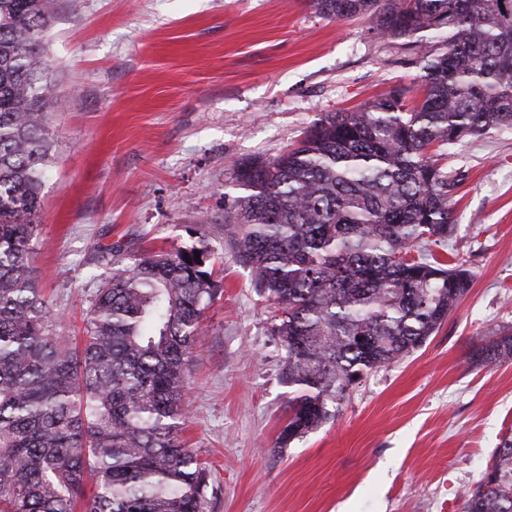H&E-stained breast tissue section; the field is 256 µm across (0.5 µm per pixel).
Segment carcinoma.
I'll use <instances>...</instances> for the list:
<instances>
[{"mask_svg": "<svg viewBox=\"0 0 512 512\" xmlns=\"http://www.w3.org/2000/svg\"><path fill=\"white\" fill-rule=\"evenodd\" d=\"M328 19L416 38V96L328 112L291 149L236 173L224 223L285 350V447L329 404L422 347L467 294L443 149L512 129V0H314ZM56 0H0V512H208L210 469L181 433L208 250H113L81 346L37 287L49 142L42 42ZM432 30L437 41L417 38ZM200 257H195V252ZM512 360V333L475 350ZM461 512H512V429Z\"/></svg>", "mask_w": 512, "mask_h": 512, "instance_id": "carcinoma-1", "label": "carcinoma"}]
</instances>
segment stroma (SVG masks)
<instances>
[{"label":"stroma","mask_w":512,"mask_h":512,"mask_svg":"<svg viewBox=\"0 0 512 512\" xmlns=\"http://www.w3.org/2000/svg\"><path fill=\"white\" fill-rule=\"evenodd\" d=\"M43 47L56 97L34 265L53 311L80 326L113 248L215 259L182 432L219 487L209 512H460L512 428V361L470 360L512 332V129L445 160L467 295L281 449L284 350L224 228L236 171L326 113L410 87L414 46L313 0H57Z\"/></svg>","instance_id":"stroma-1"}]
</instances>
